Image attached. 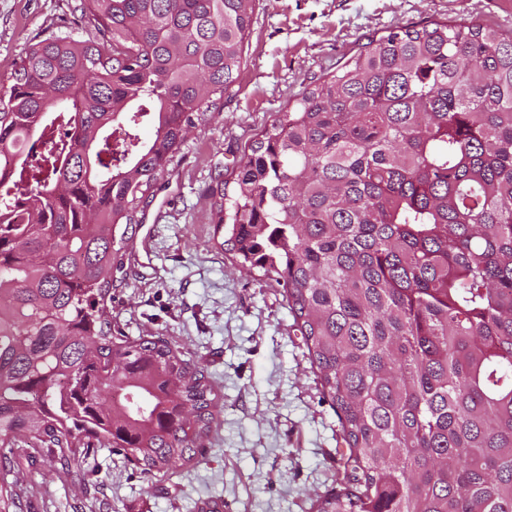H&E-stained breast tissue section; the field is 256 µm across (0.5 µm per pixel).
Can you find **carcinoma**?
<instances>
[{"instance_id": "carcinoma-1", "label": "carcinoma", "mask_w": 512, "mask_h": 512, "mask_svg": "<svg viewBox=\"0 0 512 512\" xmlns=\"http://www.w3.org/2000/svg\"><path fill=\"white\" fill-rule=\"evenodd\" d=\"M255 0H75L0 92V512L42 453L151 479L218 425L205 370L114 340L112 269L189 129L236 83ZM152 136L144 139V125ZM210 189L216 246L283 288L340 424L314 512H512V34L395 26Z\"/></svg>"}]
</instances>
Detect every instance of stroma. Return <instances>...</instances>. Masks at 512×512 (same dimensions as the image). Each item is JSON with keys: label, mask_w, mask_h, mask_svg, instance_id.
Returning a JSON list of instances; mask_svg holds the SVG:
<instances>
[{"label": "stroma", "mask_w": 512, "mask_h": 512, "mask_svg": "<svg viewBox=\"0 0 512 512\" xmlns=\"http://www.w3.org/2000/svg\"><path fill=\"white\" fill-rule=\"evenodd\" d=\"M74 0H0V90L28 47ZM475 18L512 32V0H256L245 62L220 114L189 129L168 175L139 212L112 274L121 339L160 336L205 368L220 425L202 463L156 482L100 448L58 475L40 455L21 468L24 512H312L339 478L335 409L323 398L283 292L215 248L208 192L274 115L359 47L397 25Z\"/></svg>", "instance_id": "stroma-1"}]
</instances>
